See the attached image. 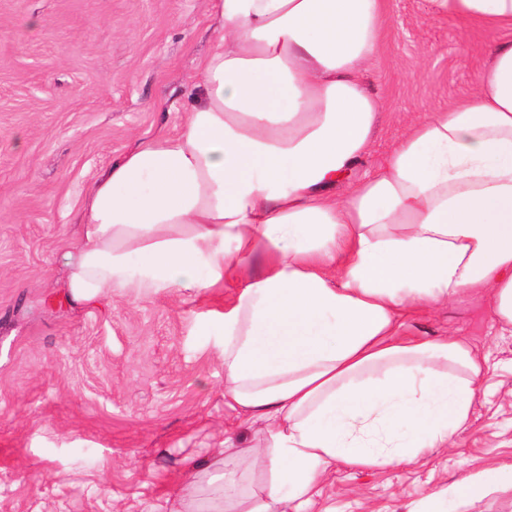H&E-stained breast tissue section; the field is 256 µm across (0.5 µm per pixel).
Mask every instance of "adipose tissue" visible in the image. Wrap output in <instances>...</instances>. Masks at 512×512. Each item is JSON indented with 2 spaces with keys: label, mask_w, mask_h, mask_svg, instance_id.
Instances as JSON below:
<instances>
[{
  "label": "adipose tissue",
  "mask_w": 512,
  "mask_h": 512,
  "mask_svg": "<svg viewBox=\"0 0 512 512\" xmlns=\"http://www.w3.org/2000/svg\"><path fill=\"white\" fill-rule=\"evenodd\" d=\"M431 3L491 35L477 87L339 197L381 110L362 72L383 0H212L221 29L179 130L111 165L64 255V299L83 308L242 280L217 334L224 402L271 448L248 512H307L336 466L415 462L469 421L482 360L403 337L404 314L483 288L512 335V0ZM233 445L193 465L175 512L214 470V499L237 504ZM508 486L512 464L478 471L422 512Z\"/></svg>",
  "instance_id": "ef3b65f1"
}]
</instances>
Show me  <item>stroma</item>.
<instances>
[{
    "label": "stroma",
    "instance_id": "35a3bbf8",
    "mask_svg": "<svg viewBox=\"0 0 512 512\" xmlns=\"http://www.w3.org/2000/svg\"><path fill=\"white\" fill-rule=\"evenodd\" d=\"M218 33L210 0H0V512H171L191 461L239 431L208 334L238 283L72 308L59 261L89 187L139 139L178 130ZM488 44L430 0H386L363 72L383 110L351 181L412 121L471 92ZM403 332L489 354L471 420L422 464L338 467L313 512H413L512 462V335L487 294L410 315ZM244 444L225 465L252 490L269 478L261 427Z\"/></svg>",
    "mask_w": 512,
    "mask_h": 512
}]
</instances>
